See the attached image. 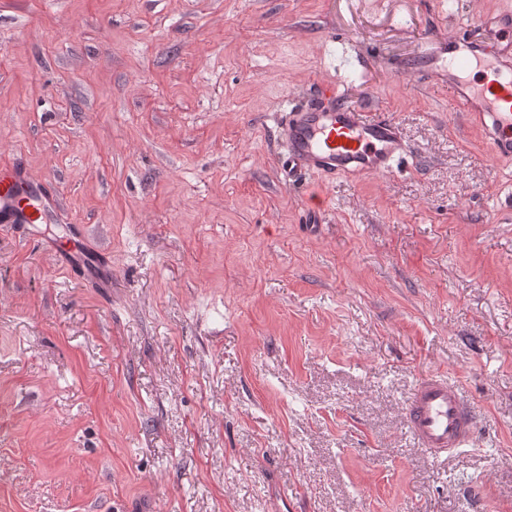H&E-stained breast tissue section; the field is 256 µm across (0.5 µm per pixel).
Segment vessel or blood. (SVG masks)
Instances as JSON below:
<instances>
[{
	"mask_svg": "<svg viewBox=\"0 0 512 512\" xmlns=\"http://www.w3.org/2000/svg\"><path fill=\"white\" fill-rule=\"evenodd\" d=\"M476 37L433 39L415 68L447 84L454 104L483 128L498 158L512 159V12L486 16ZM289 172L321 178L386 173L407 151L394 121L344 104L335 84L295 106L282 126ZM52 190L18 166L0 164V227L42 223ZM409 433L433 460L476 438V418L458 387L441 375L422 378L406 406Z\"/></svg>",
	"mask_w": 512,
	"mask_h": 512,
	"instance_id": "1",
	"label": "vessel or blood"
}]
</instances>
